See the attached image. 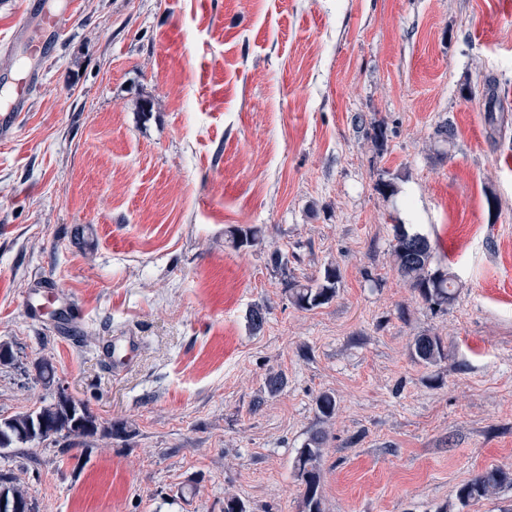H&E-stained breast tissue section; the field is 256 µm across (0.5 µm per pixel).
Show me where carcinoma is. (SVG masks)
Listing matches in <instances>:
<instances>
[{"label": "carcinoma", "mask_w": 512, "mask_h": 512, "mask_svg": "<svg viewBox=\"0 0 512 512\" xmlns=\"http://www.w3.org/2000/svg\"><path fill=\"white\" fill-rule=\"evenodd\" d=\"M394 238L391 254L400 276L409 282L411 288L433 307L452 304L457 296L458 285L455 275L439 267H433V247L429 238L410 231L404 224L393 225ZM261 230L256 227L235 228L230 231V242L239 250L251 247L257 241ZM269 261L272 267L284 277L285 290L291 302L303 310H312L329 303L337 292L342 274L339 266L332 263L324 266L320 277L303 284L288 273V259L275 250ZM412 354L426 365H435L446 358L441 339L437 336L419 335L414 337ZM39 379L48 386L56 383L53 362L43 358L37 364ZM35 410L0 418V448H24L37 440H62L67 454L77 446L84 445L96 436L124 441L129 437L127 424L117 420L108 427L102 426L98 418L84 403H75L62 396ZM320 421L330 420L336 412V398L330 392H322L315 399ZM324 433L313 430L294 460L297 480L303 487L302 512H324L323 508V458ZM512 482L507 473L491 468L462 483L456 490V500L462 506L479 501L493 494L503 484ZM22 506V512H38L35 500L20 478L9 470H0V500Z\"/></svg>", "instance_id": "carcinoma-1"}]
</instances>
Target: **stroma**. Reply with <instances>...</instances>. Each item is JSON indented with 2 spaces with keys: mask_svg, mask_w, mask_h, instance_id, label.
Instances as JSON below:
<instances>
[{
  "mask_svg": "<svg viewBox=\"0 0 512 512\" xmlns=\"http://www.w3.org/2000/svg\"><path fill=\"white\" fill-rule=\"evenodd\" d=\"M28 2L0 0V99L22 75L25 52L3 46ZM60 4L40 88L0 136V342L17 356L0 414L51 401L47 357L131 437L77 461L49 440L8 448L0 470L39 512H222L228 492L300 512L294 459L320 427L325 512H512L509 485L455 499L512 472V0ZM398 222L456 275L451 305L398 273ZM247 226L259 241L234 249ZM276 249L302 282L338 265L335 297L294 306ZM42 286L82 311L74 338L28 312ZM129 333L141 349L114 372L101 347ZM422 334L445 360L413 358ZM512 482L507 473L491 468L462 483L456 490V500L461 506L487 498L503 484Z\"/></svg>",
  "mask_w": 512,
  "mask_h": 512,
  "instance_id": "1",
  "label": "stroma"
}]
</instances>
